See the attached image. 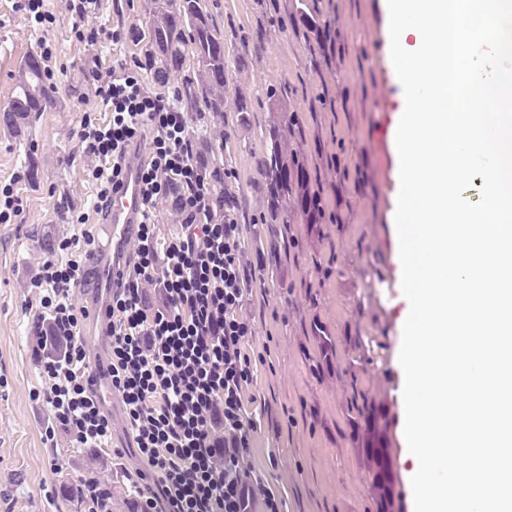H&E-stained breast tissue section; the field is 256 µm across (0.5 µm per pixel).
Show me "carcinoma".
I'll return each mask as SVG.
<instances>
[{
    "instance_id": "1",
    "label": "carcinoma",
    "mask_w": 512,
    "mask_h": 512,
    "mask_svg": "<svg viewBox=\"0 0 512 512\" xmlns=\"http://www.w3.org/2000/svg\"><path fill=\"white\" fill-rule=\"evenodd\" d=\"M149 25L147 31L133 33L135 40L145 42L140 64L156 83L165 82L173 71L182 69L186 52H191L194 74L185 79L181 103L189 113L207 112L215 120L224 119V88L229 62L224 56V34L214 26L203 0H147ZM288 24L295 37L304 40L312 63L340 62L349 55L348 37L331 27V20L315 7L314 0H292ZM58 87L48 82L45 69L36 53L28 54L15 76L11 99L3 110L4 131L19 136L22 129L54 103ZM283 94L275 89L268 93V107L281 113V120L271 126L267 150L260 160L263 178L261 190L265 196L263 224L340 225L345 222L343 200L337 198L336 209L328 207L320 173L309 166L302 149L303 129L295 112L282 110ZM297 131L295 144L284 146L282 129ZM343 141L336 142V152L327 157V165L347 178L349 172L342 163ZM199 160L206 163L217 210L224 215V206L240 210L237 199L224 194V169L212 160L215 148L211 144L195 147ZM321 351V360L331 368L335 343L325 328H313ZM373 362V356L362 352L348 362L344 370L350 378L351 396L345 414L351 429V441L363 466V479L370 491L375 512H398L399 495L394 477L389 429V407L358 387L359 377Z\"/></svg>"
}]
</instances>
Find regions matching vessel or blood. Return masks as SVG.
<instances>
[{"label": "vessel or blood", "instance_id": "vessel-or-blood-1", "mask_svg": "<svg viewBox=\"0 0 512 512\" xmlns=\"http://www.w3.org/2000/svg\"><path fill=\"white\" fill-rule=\"evenodd\" d=\"M142 158L140 148L129 150L122 182L112 193L107 215L108 243L89 259L95 272L96 294L86 304V330L93 336H108L110 320L107 308L113 293L122 287L127 276L129 246L137 236L139 222Z\"/></svg>", "mask_w": 512, "mask_h": 512}]
</instances>
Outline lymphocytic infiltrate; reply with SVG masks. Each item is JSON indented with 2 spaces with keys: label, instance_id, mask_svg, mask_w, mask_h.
<instances>
[{
  "label": "lymphocytic infiltrate",
  "instance_id": "lymphocytic-infiltrate-1",
  "mask_svg": "<svg viewBox=\"0 0 512 512\" xmlns=\"http://www.w3.org/2000/svg\"><path fill=\"white\" fill-rule=\"evenodd\" d=\"M75 38L97 48L126 33L90 24L97 0H65ZM94 97L106 119L85 117L79 132L86 173L107 203L127 146L147 140L142 222L135 260L110 307L109 369L138 455L152 481L141 512H283V501L250 469L256 421L245 405L256 360L245 350L252 327L240 310L251 279L243 227L216 220L206 173L192 151L188 112L177 91L157 93L120 56L95 57ZM170 201L181 231L157 243L158 205ZM93 238H63L29 288L40 314L34 363L52 421L75 447L112 439V420L88 385L90 355L75 302Z\"/></svg>",
  "mask_w": 512,
  "mask_h": 512
}]
</instances>
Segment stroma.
I'll use <instances>...</instances> for the list:
<instances>
[{
	"instance_id": "1",
	"label": "stroma",
	"mask_w": 512,
	"mask_h": 512,
	"mask_svg": "<svg viewBox=\"0 0 512 512\" xmlns=\"http://www.w3.org/2000/svg\"><path fill=\"white\" fill-rule=\"evenodd\" d=\"M335 17L352 54L340 65L314 71L309 51L289 36L291 0L261 6L259 0H206L224 34V52L242 53L247 65L230 70L227 98L245 94L252 105L249 128L235 112L223 120H192L196 141L223 143L224 188L244 205L248 263H260V279L247 295L243 314L254 333L246 348L261 361L246 398L257 419L249 463L264 475L284 503L285 512H374L362 465L350 440L343 402L344 369L355 356V340L373 339L382 348L360 378L362 388L383 400L392 417L393 467L400 512H414L407 475L400 398L404 379L396 358L405 322L402 265L395 224L400 190L396 127L404 105L402 89L387 53V0H316ZM49 26L33 25L0 0V108L7 106L21 60L48 42L57 56L54 105L21 136L0 130V182L16 179L22 208L11 223H0V512H82L77 496L63 488L96 481L112 491V512H131L141 466L122 410L112 414L111 448L93 452L73 447L63 432L47 440L46 405L36 399L42 381L31 351L29 284L37 275L50 242L91 230L106 243V225L92 212L96 190L79 156L78 134L94 105L92 48L77 41L65 0H47ZM145 0H100L96 24L106 28H146ZM366 60H357V53ZM344 92L346 103L320 112L309 110L320 86ZM283 91L289 111L304 121L303 149L310 165H324V153L345 145L348 170H365L369 185L351 192L346 222L326 224L321 235L306 225L263 224L264 199L258 189L259 161L268 126L279 119L269 111L268 88ZM34 167H27L24 156ZM89 223H74L79 213ZM335 263L323 276L321 266ZM323 324L336 340L331 370L315 373L320 351L311 333Z\"/></svg>"
}]
</instances>
